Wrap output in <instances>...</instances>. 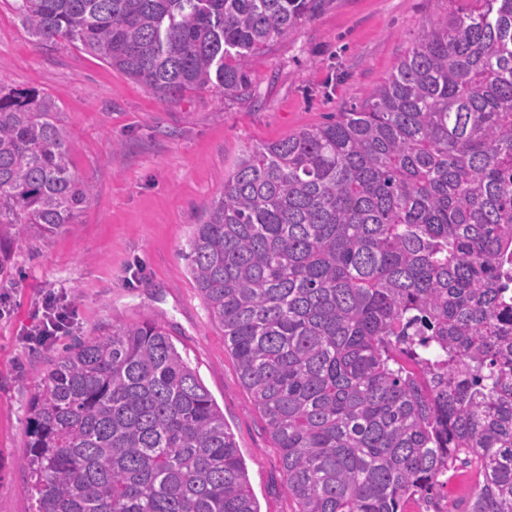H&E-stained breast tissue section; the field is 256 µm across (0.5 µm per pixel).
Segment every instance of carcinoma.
Listing matches in <instances>:
<instances>
[{
	"instance_id": "obj_1",
	"label": "carcinoma",
	"mask_w": 512,
	"mask_h": 512,
	"mask_svg": "<svg viewBox=\"0 0 512 512\" xmlns=\"http://www.w3.org/2000/svg\"><path fill=\"white\" fill-rule=\"evenodd\" d=\"M326 0H12L161 102L251 88L257 53ZM424 28L351 112L252 146L185 260L265 420L295 512H405L462 470L463 512H512V0ZM57 105L0 89L9 238L72 232L91 186ZM37 512H260L224 414L156 320L39 372Z\"/></svg>"
}]
</instances>
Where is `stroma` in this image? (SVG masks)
I'll list each match as a JSON object with an SVG mask.
<instances>
[{"label": "stroma", "mask_w": 512, "mask_h": 512, "mask_svg": "<svg viewBox=\"0 0 512 512\" xmlns=\"http://www.w3.org/2000/svg\"><path fill=\"white\" fill-rule=\"evenodd\" d=\"M461 0H328L251 61V95L191 91L162 103L141 83L61 42L36 45L0 0V86L37 89L59 107L76 175L93 186L74 231L17 241L0 276V512H36L21 378L66 344L115 324L161 322L224 413L260 512H294L277 450L224 333L183 256L195 224L250 146L315 127L359 105L419 32ZM73 312L68 333L32 343L44 292Z\"/></svg>", "instance_id": "stroma-1"}]
</instances>
